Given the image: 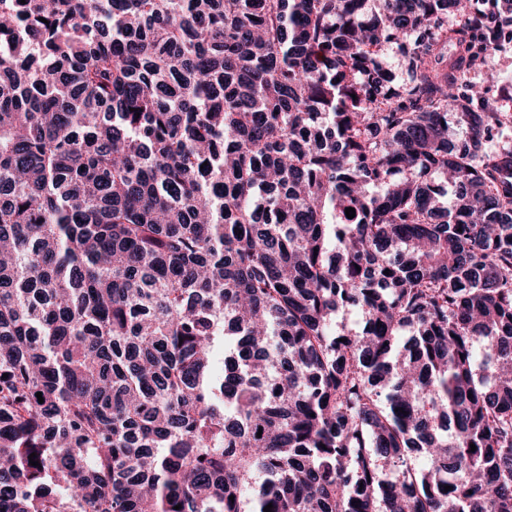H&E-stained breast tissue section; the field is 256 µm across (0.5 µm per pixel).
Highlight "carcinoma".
I'll use <instances>...</instances> for the list:
<instances>
[{"label":"carcinoma","instance_id":"carcinoma-1","mask_svg":"<svg viewBox=\"0 0 512 512\" xmlns=\"http://www.w3.org/2000/svg\"><path fill=\"white\" fill-rule=\"evenodd\" d=\"M501 1L0 0V512H512ZM492 62L491 68L497 76V83L494 85L487 84L483 81L484 71L478 73L473 77L472 81L475 82L477 88L483 92V95L489 99L502 115L508 116L511 123L509 124L508 134L512 138V100L511 99H498L497 98V85L503 80H512V44L503 45L491 53Z\"/></svg>","mask_w":512,"mask_h":512}]
</instances>
